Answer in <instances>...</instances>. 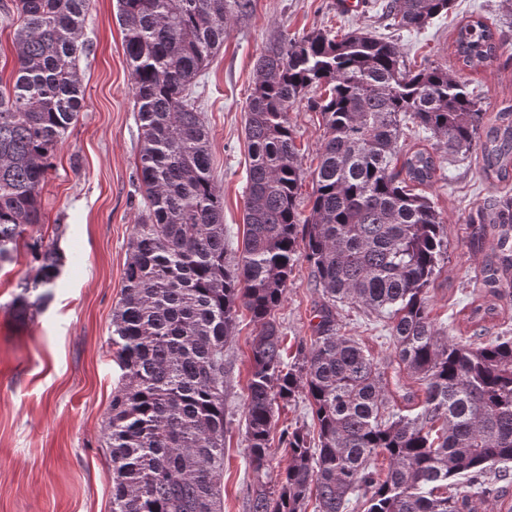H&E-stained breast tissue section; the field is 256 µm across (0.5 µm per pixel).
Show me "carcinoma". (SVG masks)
Here are the masks:
<instances>
[{"label": "carcinoma", "instance_id": "cac0c4a2", "mask_svg": "<svg viewBox=\"0 0 512 512\" xmlns=\"http://www.w3.org/2000/svg\"><path fill=\"white\" fill-rule=\"evenodd\" d=\"M450 0H389L396 29L420 30ZM89 0H14L15 60L0 80V262L26 227L42 221L51 157L85 101L76 58ZM253 0H117L141 130L137 169L146 217L133 226L132 256L112 317L122 371L104 435L112 462V512H224V346L237 305L259 330L252 339L245 451L266 470L277 400L305 394L318 442L302 428L281 433L288 466L272 491L257 480L252 512H345L363 492L365 512H476L464 484L490 494L488 477L512 462V337L461 342L431 320L429 288L448 259L434 203L414 192L435 178L426 149L403 150L412 124L448 153L480 155L486 179L512 181V105L485 119L479 96L439 66L407 69L398 44L357 28L280 37L256 60L245 135L250 165L240 254L228 256L224 205L211 176V133L196 79ZM454 55L469 67L497 58L498 40L479 17L458 25ZM326 134L311 172L309 214L299 210L290 108L312 88ZM496 243L480 269L474 332L512 295V202L497 207ZM40 277L18 284L11 306L42 309L33 295L59 275L54 249L27 244ZM321 294L310 345L285 363L275 311L299 259ZM348 301L389 321L406 370L425 382L415 416L390 407L384 372L336 328ZM388 461L380 477L374 461Z\"/></svg>", "mask_w": 512, "mask_h": 512}]
</instances>
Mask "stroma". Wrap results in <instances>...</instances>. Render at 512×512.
<instances>
[{
  "label": "stroma",
  "mask_w": 512,
  "mask_h": 512,
  "mask_svg": "<svg viewBox=\"0 0 512 512\" xmlns=\"http://www.w3.org/2000/svg\"><path fill=\"white\" fill-rule=\"evenodd\" d=\"M381 2L364 0L347 13L337 0H254L252 16L228 29L223 47L200 74L197 92L212 135V176L223 196L229 253H236L244 233L246 99L254 86L255 61L275 37L363 27L397 41L410 69L431 63L447 68L480 92L487 114L512 102V0H451L447 14L419 31L391 29ZM116 13V0H90L89 50L77 62L85 107L59 144L41 192L38 232L44 244H56L61 264L39 312L23 318L10 306L18 283L37 275L27 248L19 247L11 261L0 264V512L112 510V463L103 422L121 372L109 337L131 256L132 228L146 210L136 168L139 122ZM473 15L496 30L499 50L493 63L465 67L457 62L452 43L456 27ZM318 96L310 91L288 114L305 172L298 189L304 212L311 207L310 174L320 162L325 136L323 118L311 106ZM404 145L428 148L440 164L425 193L445 222L448 260L430 289L429 307L438 325L466 341L472 327L459 311L482 289L479 269L486 254L473 230L491 219L487 200L512 196V185L487 180L476 155H449L429 132L405 131ZM318 299L309 263L298 261L275 312L288 347L313 336ZM336 323L397 378L392 402L411 414L403 395L421 393L423 384L399 368L386 319L347 302L338 305ZM257 332L250 313L239 310L224 348V512H250L256 484L243 433L250 348Z\"/></svg>",
  "instance_id": "obj_1"
}]
</instances>
